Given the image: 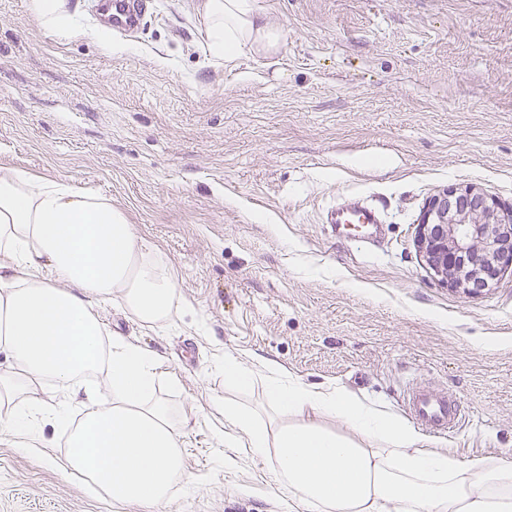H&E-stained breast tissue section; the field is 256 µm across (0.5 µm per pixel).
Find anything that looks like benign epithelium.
Returning a JSON list of instances; mask_svg holds the SVG:
<instances>
[{
	"label": "benign epithelium",
	"instance_id": "benign-epithelium-1",
	"mask_svg": "<svg viewBox=\"0 0 512 512\" xmlns=\"http://www.w3.org/2000/svg\"><path fill=\"white\" fill-rule=\"evenodd\" d=\"M415 244L433 278L473 297L512 269V211L480 188H445L426 201Z\"/></svg>",
	"mask_w": 512,
	"mask_h": 512
}]
</instances>
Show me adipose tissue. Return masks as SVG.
Returning a JSON list of instances; mask_svg holds the SVG:
<instances>
[{"instance_id":"1","label":"adipose tissue","mask_w":512,"mask_h":512,"mask_svg":"<svg viewBox=\"0 0 512 512\" xmlns=\"http://www.w3.org/2000/svg\"><path fill=\"white\" fill-rule=\"evenodd\" d=\"M201 15L215 57L279 50L255 0H203ZM112 300L148 329L191 311L165 257L110 199L0 167V439L26 448L46 425L67 429L73 470L113 502L162 512L174 484L195 480L179 442L189 421L155 395L159 357L108 334L96 307ZM221 370L240 392L263 379L275 415L213 399L215 437L273 459L305 512H512L511 455L458 459L397 413L336 384L307 385L269 359L248 367L228 353ZM92 372L105 373L109 398ZM48 382L62 398L46 397Z\"/></svg>"}]
</instances>
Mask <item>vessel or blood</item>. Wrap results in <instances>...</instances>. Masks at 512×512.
<instances>
[{
  "label": "vessel or blood",
  "instance_id": "vessel-or-blood-1",
  "mask_svg": "<svg viewBox=\"0 0 512 512\" xmlns=\"http://www.w3.org/2000/svg\"><path fill=\"white\" fill-rule=\"evenodd\" d=\"M147 13V0H98L100 20L124 32L138 31ZM325 221L332 224L337 234L351 233L365 243L376 236L382 217L377 208L354 203L331 207L326 212ZM403 400L407 415L422 430L450 434L457 432L463 424L461 401L453 393L415 384L406 388Z\"/></svg>",
  "mask_w": 512,
  "mask_h": 512
}]
</instances>
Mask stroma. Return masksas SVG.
I'll use <instances>...</instances> for the list:
<instances>
[{"instance_id":"obj_1","label":"stroma","mask_w":512,"mask_h":512,"mask_svg":"<svg viewBox=\"0 0 512 512\" xmlns=\"http://www.w3.org/2000/svg\"><path fill=\"white\" fill-rule=\"evenodd\" d=\"M152 2L110 52L94 0H66L73 35L0 0V166L111 199L193 307L154 330L98 309L160 355L159 397L198 416L180 438L196 480L165 512H303L269 464L213 436L212 398L269 412L262 384L225 388L228 352L399 414L405 383H430L467 408L449 454H512V270L466 298L415 246L442 189L512 206V0H256L280 49L229 63L207 51L200 0ZM355 198L380 209L378 243L325 224ZM44 439L0 443V512H143L63 472V431Z\"/></svg>"}]
</instances>
